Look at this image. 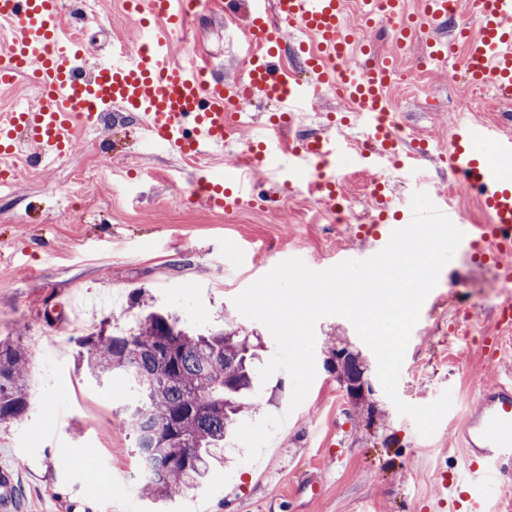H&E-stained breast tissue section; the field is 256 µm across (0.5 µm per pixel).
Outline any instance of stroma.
<instances>
[{
  "instance_id": "35a3bbf8",
  "label": "stroma",
  "mask_w": 512,
  "mask_h": 512,
  "mask_svg": "<svg viewBox=\"0 0 512 512\" xmlns=\"http://www.w3.org/2000/svg\"><path fill=\"white\" fill-rule=\"evenodd\" d=\"M85 25L94 56L137 38L123 0H96ZM246 47L237 25L217 9L200 10L172 58L207 60L213 70L237 78ZM400 80L389 91L391 109L428 142L422 169L433 195H450L453 172L440 159L458 113L474 122H497L512 102L491 90L468 92L460 84L462 61L448 67L423 64L420 52L403 56ZM239 152L198 165L142 141L134 118L107 117L53 166L15 159L17 178L0 187V340L19 342L30 356L31 403L18 420L0 424V469L11 472L9 512H454L440 504L441 482L462 465L457 434L483 388L512 375V332L493 311L507 298L494 263L483 262L461 241L428 294L405 352L398 393L426 405L450 392L452 406L436 432L421 436L400 415L377 376L373 352L346 318L315 324L316 377L305 401L289 410L291 380L273 374L257 385L261 415H286L258 464L230 442L210 461L207 479L167 501L138 498L129 510L121 487L134 484L137 448L122 418L134 396L126 377L95 378L78 341L44 351L36 336L62 335L69 302L86 304L92 332L128 327L150 310L178 317L201 334L235 330L258 346L256 366L276 351L261 323L242 316L233 299L275 265L298 257L324 270L341 258H358L361 243L348 227L326 223L313 197L283 206L285 188H271L261 170L252 179L271 194V206L232 212L195 197L205 175L222 173ZM188 289L196 316L184 314L168 295ZM501 339L496 358L483 340ZM358 355L366 391L349 396L339 381L336 353ZM111 475L119 489L102 490Z\"/></svg>"
}]
</instances>
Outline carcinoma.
<instances>
[{
  "label": "carcinoma",
  "instance_id": "1",
  "mask_svg": "<svg viewBox=\"0 0 512 512\" xmlns=\"http://www.w3.org/2000/svg\"><path fill=\"white\" fill-rule=\"evenodd\" d=\"M88 370L98 377L123 374L137 394L125 423L137 435L145 463L142 487L169 499L193 488L207 457L233 436L254 403L247 363L249 337L234 332L192 336L177 318L149 314L138 326L81 341ZM344 374L363 376L358 356L345 350ZM29 357L18 343L0 341V423L19 419L30 404Z\"/></svg>",
  "mask_w": 512,
  "mask_h": 512
}]
</instances>
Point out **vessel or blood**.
<instances>
[{
	"label": "vessel or blood",
	"instance_id": "vessel-or-blood-1",
	"mask_svg": "<svg viewBox=\"0 0 512 512\" xmlns=\"http://www.w3.org/2000/svg\"><path fill=\"white\" fill-rule=\"evenodd\" d=\"M224 13L245 19L249 67L241 84L296 115L321 89L336 88L356 105L369 147L358 165L376 166L390 145L395 119L387 90L394 72L389 60H365L367 33L380 8L394 23L392 37L404 50V31L416 29L422 56L438 64L448 59V43L429 28L449 18L448 0H424L422 16L404 15L401 0H359L357 24H350L345 0H223ZM476 20L459 34L464 48V78L475 88L492 84L512 97V0H475ZM139 19L136 44L114 47L111 58L91 60L75 38L64 36L62 0H0V21L9 25L0 50V86L27 75L38 91L33 106L0 115V180L13 177L9 159L27 152L31 164L47 165L69 151L76 126L98 125L107 109L136 113L146 137L185 158L223 155L240 126V97L232 84L208 77L197 61H173L171 47L189 30L194 12L187 0H127ZM309 38L305 51L314 81L287 80L279 57L280 26ZM261 167L269 182L290 188L305 174L337 190L336 163L345 141L326 134L285 146L263 138ZM512 159V129L502 124L463 122L456 126L446 160L459 182L475 187L488 215L484 224H466L465 236L479 238L495 260L504 283H512V177L489 162ZM197 194L225 210L252 201L246 171L225 170L223 183L200 182ZM461 437L466 448L465 475L458 485L467 512H499L493 485L512 470V380L483 391Z\"/></svg>",
	"mask_w": 512,
	"mask_h": 512
}]
</instances>
